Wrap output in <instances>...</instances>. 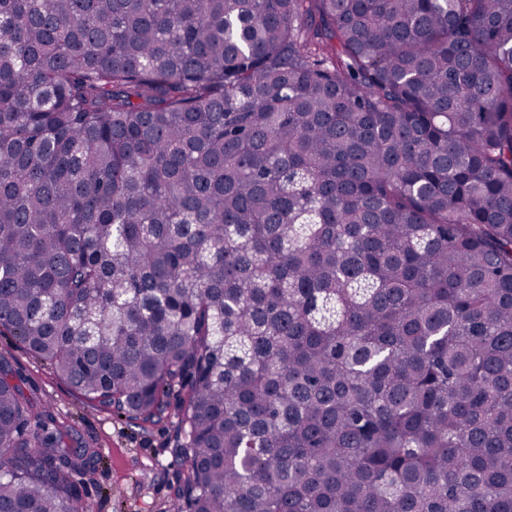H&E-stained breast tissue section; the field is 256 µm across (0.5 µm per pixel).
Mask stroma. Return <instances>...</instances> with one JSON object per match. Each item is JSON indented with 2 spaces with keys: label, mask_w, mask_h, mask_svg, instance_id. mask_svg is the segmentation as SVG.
<instances>
[{
  "label": "stroma",
  "mask_w": 512,
  "mask_h": 512,
  "mask_svg": "<svg viewBox=\"0 0 512 512\" xmlns=\"http://www.w3.org/2000/svg\"><path fill=\"white\" fill-rule=\"evenodd\" d=\"M0 361L14 383L79 443L96 450V473L78 490L89 512H174L173 484L184 467L177 419L140 427L89 402L11 335H0Z\"/></svg>",
  "instance_id": "stroma-1"
}]
</instances>
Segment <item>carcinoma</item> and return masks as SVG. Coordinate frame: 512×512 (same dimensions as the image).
<instances>
[{
	"label": "carcinoma",
	"mask_w": 512,
	"mask_h": 512,
	"mask_svg": "<svg viewBox=\"0 0 512 512\" xmlns=\"http://www.w3.org/2000/svg\"><path fill=\"white\" fill-rule=\"evenodd\" d=\"M177 512H512V0H0V333ZM94 452L0 365V512Z\"/></svg>",
	"instance_id": "cac0c4a2"
}]
</instances>
